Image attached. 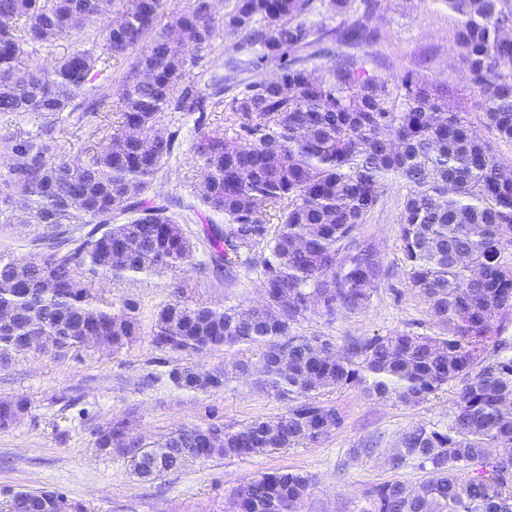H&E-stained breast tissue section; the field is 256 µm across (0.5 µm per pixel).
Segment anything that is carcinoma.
<instances>
[{
  "instance_id": "1",
  "label": "carcinoma",
  "mask_w": 512,
  "mask_h": 512,
  "mask_svg": "<svg viewBox=\"0 0 512 512\" xmlns=\"http://www.w3.org/2000/svg\"><path fill=\"white\" fill-rule=\"evenodd\" d=\"M471 88L488 126L512 141V0H445ZM163 0H0V113L30 114L34 131L5 138L0 217L20 212L38 224V257H0V304L22 313L0 327V362L31 337L59 357L92 344L122 349L136 335V304L86 288L80 274L114 283L189 266L223 272L241 259L259 269L263 302L249 307L188 303L176 287L158 311L152 346L169 353L179 388L204 391L232 373L287 402L270 420L238 429L222 422L181 425L159 441L112 418L96 432L105 456L153 481L189 462L226 460L316 444L343 424L319 399L363 385L370 397L417 405L450 381L461 383L448 428L416 424L392 449L394 469L418 462L425 476L394 478L367 492L372 512H512V354L490 345L512 313V177L459 112L417 85L406 70L388 86L369 74L358 48L375 40L376 0H188L159 25ZM343 17L336 63L313 65L331 35L321 8ZM91 18L103 20L90 49L76 48L48 69L19 62L26 49L51 50ZM240 35L209 92L177 89L211 48L219 26ZM137 52L122 78L118 122L105 144L71 153L61 124L97 115L112 102V59ZM273 64L278 78L244 74ZM222 105L229 137L198 132L191 150L203 170L200 204L224 216L208 224L207 260L153 186L179 145L175 114ZM139 133L129 137L130 130ZM394 175L408 192L400 216L402 262L411 287L430 303V335L400 331L349 338L298 334L306 313L333 322L366 307L383 276L375 245L357 237ZM279 211V223L267 212ZM120 305L114 311V305ZM258 346L259 364L206 371L192 358L224 346ZM30 409L0 401V430ZM311 479L299 471L261 474L234 489L236 512H299ZM25 512H84L55 490H18Z\"/></svg>"
}]
</instances>
